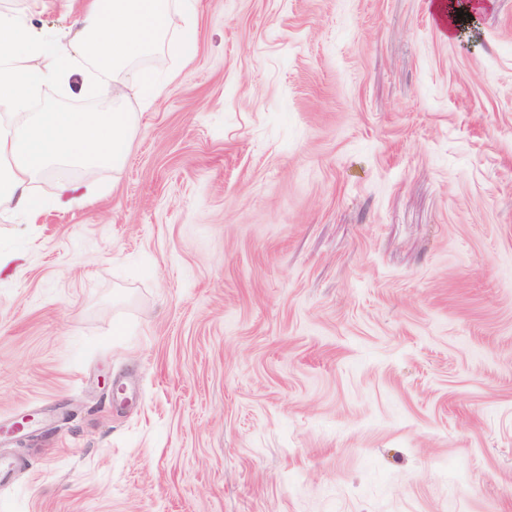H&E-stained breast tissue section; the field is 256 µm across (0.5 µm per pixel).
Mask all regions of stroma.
Segmentation results:
<instances>
[{"label":"stroma","mask_w":512,"mask_h":512,"mask_svg":"<svg viewBox=\"0 0 512 512\" xmlns=\"http://www.w3.org/2000/svg\"><path fill=\"white\" fill-rule=\"evenodd\" d=\"M200 0L99 197L0 214V512H512V0Z\"/></svg>","instance_id":"stroma-1"}]
</instances>
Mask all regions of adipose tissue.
<instances>
[{"label":"adipose tissue","mask_w":512,"mask_h":512,"mask_svg":"<svg viewBox=\"0 0 512 512\" xmlns=\"http://www.w3.org/2000/svg\"><path fill=\"white\" fill-rule=\"evenodd\" d=\"M171 0H83L67 28L36 29L29 13L0 10V210L31 218L40 206L34 183L54 167L86 171L122 164L130 113L32 112L42 88L62 90L121 82L125 97L152 104L148 77L130 69L167 36Z\"/></svg>","instance_id":"1"}]
</instances>
